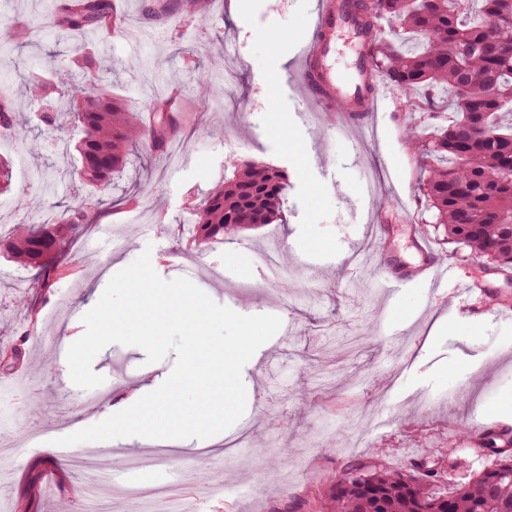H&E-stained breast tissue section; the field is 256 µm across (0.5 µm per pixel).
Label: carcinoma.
I'll use <instances>...</instances> for the list:
<instances>
[{
	"mask_svg": "<svg viewBox=\"0 0 512 512\" xmlns=\"http://www.w3.org/2000/svg\"><path fill=\"white\" fill-rule=\"evenodd\" d=\"M204 0L150 3V12L205 20ZM360 31L368 40L374 70L395 90L418 93L410 102L419 112H435L448 95L459 118L438 130L427 144L441 164L429 169L422 194L433 211L435 228L447 240L485 262L512 254V0H358ZM389 17L414 35L405 48L381 41L378 19ZM61 39L74 31L118 32L122 19L112 0H77L47 23ZM78 69L107 70L106 60L78 49ZM60 94L76 107L81 138L75 144L80 164L73 173L84 184L103 187L131 162L134 150L166 146L176 119L163 102L149 105L153 126L112 96L105 83L83 84L69 75L60 79ZM0 127L26 134L11 101L0 98ZM287 176L255 160L235 165L233 175L216 185L194 213L189 239L199 251L281 219ZM89 212L79 206L53 223L16 224L0 236V257L36 271L44 292H50L60 270L57 258L85 224ZM28 362L17 343L0 347V367ZM495 462L475 479L448 489L445 458L429 449L403 470L373 461H359L338 473L322 496L323 512H512V448H492Z\"/></svg>",
	"mask_w": 512,
	"mask_h": 512,
	"instance_id": "cac0c4a2",
	"label": "carcinoma"
}]
</instances>
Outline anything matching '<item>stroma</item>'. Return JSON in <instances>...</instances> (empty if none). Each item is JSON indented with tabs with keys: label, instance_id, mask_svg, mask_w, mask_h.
<instances>
[{
	"label": "stroma",
	"instance_id": "obj_1",
	"mask_svg": "<svg viewBox=\"0 0 512 512\" xmlns=\"http://www.w3.org/2000/svg\"><path fill=\"white\" fill-rule=\"evenodd\" d=\"M315 0H212L207 23L144 19L140 0H121L126 23L110 38L76 32L57 38L45 27L57 0H0V20L23 28L11 47L0 45V96L9 98L30 130L0 141L12 169V189L0 194V233L37 214L57 218L72 206L94 217L73 241L67 271L40 296L34 272L0 260V345L27 334L32 362L50 353L51 375L30 366L0 370V426L15 433L10 473L0 479V512H15L24 488L40 495L32 512H57L63 472L82 512L86 466L116 475L109 496L141 491L183 496L192 512H311L307 501L331 476L358 459L393 469L416 461L428 447L454 449L451 478L468 480L492 463L461 429L512 428V279L487 275L484 294L416 279L383 289L387 270L422 262L417 241L427 235L436 254L471 278L462 252L434 231L432 212L417 189L429 158L404 140L408 98L388 94L379 114L378 142L356 153L330 112H307L287 74L296 45L312 33ZM281 35L272 45V35ZM112 65V93L142 119L146 101L181 90L180 125L167 150L135 157L116 189H92L61 179L62 140L80 131L62 108L32 97L29 78H52L81 46ZM222 53V66L212 56ZM213 95L197 103L200 86ZM53 111L56 132L41 113ZM254 159L283 169L288 189L281 222L246 230L204 254L184 250L178 234L194 209L236 162ZM375 183L379 210L364 186ZM384 224V246L369 244V224ZM278 244L290 262L272 273L263 252ZM151 249L166 280L186 277L216 303L244 315L272 314L278 333L243 369L247 407L230 429L199 440L161 446L149 468L134 467L146 449L126 439L111 452L98 443L55 445L57 437L100 422L124 391L161 383L175 353L146 364L140 348H104L93 369L105 376L89 390L70 380L68 339L83 335L82 315L99 300L110 277ZM261 437V448H240L239 436Z\"/></svg>",
	"mask_w": 512,
	"mask_h": 512
}]
</instances>
